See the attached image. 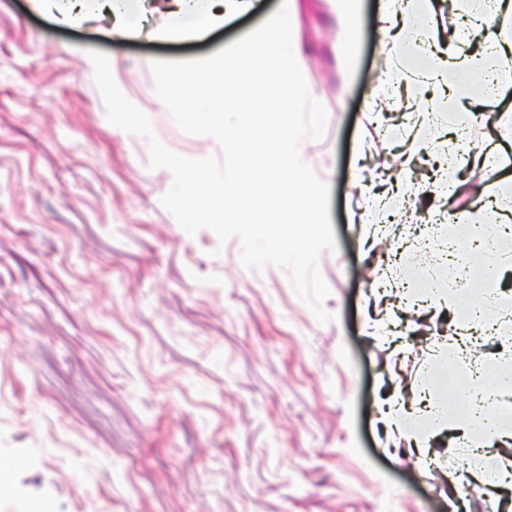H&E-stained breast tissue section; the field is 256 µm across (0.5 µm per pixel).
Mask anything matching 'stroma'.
<instances>
[{
    "label": "stroma",
    "instance_id": "obj_1",
    "mask_svg": "<svg viewBox=\"0 0 512 512\" xmlns=\"http://www.w3.org/2000/svg\"><path fill=\"white\" fill-rule=\"evenodd\" d=\"M282 0L198 40H165L156 14L141 37L113 40L110 23L53 22L45 0H0V512H503L501 490L462 488L465 445L452 425L410 456L381 407L421 395L444 401L459 340L487 368L512 358V335L476 325L460 335L462 290L435 250L462 254L447 219L490 202L512 210V87L458 99L473 159L496 158L503 179L463 168L456 193L433 200L436 141L457 123H418L427 104L389 100L384 73L413 72L380 33L379 0H362L356 66L343 90L329 0L287 5L298 59L328 113L300 151L329 183L338 247L319 270L331 319L319 323L285 271H256L241 242L188 234L161 204L169 170H149L147 142L110 124L89 51L108 54L115 82L157 138L190 158L217 141L184 133L155 92L151 63L211 56L247 35ZM417 202L362 224L358 208L399 174Z\"/></svg>",
    "mask_w": 512,
    "mask_h": 512
}]
</instances>
